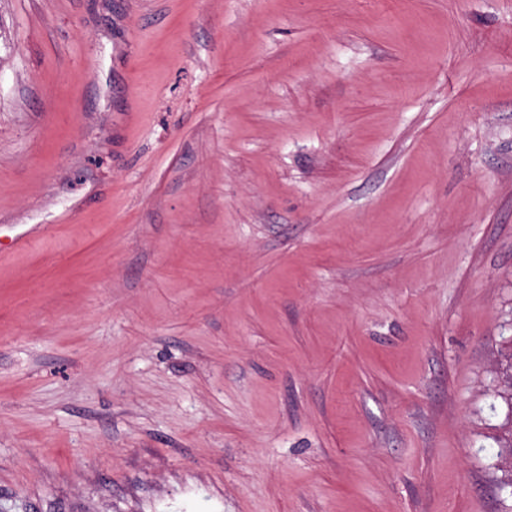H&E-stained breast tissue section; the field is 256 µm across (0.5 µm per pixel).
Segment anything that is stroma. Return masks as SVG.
I'll list each match as a JSON object with an SVG mask.
<instances>
[{
	"label": "stroma",
	"mask_w": 512,
	"mask_h": 512,
	"mask_svg": "<svg viewBox=\"0 0 512 512\" xmlns=\"http://www.w3.org/2000/svg\"><path fill=\"white\" fill-rule=\"evenodd\" d=\"M512 0H0V512H512ZM510 347L511 352L508 360H506L505 366L502 367L500 389L497 391V395L507 403L509 408L510 422L508 419L507 424H509L510 429L508 434H505L502 438L501 448H506L508 455L512 459V338L510 339Z\"/></svg>",
	"instance_id": "35a3bbf8"
}]
</instances>
